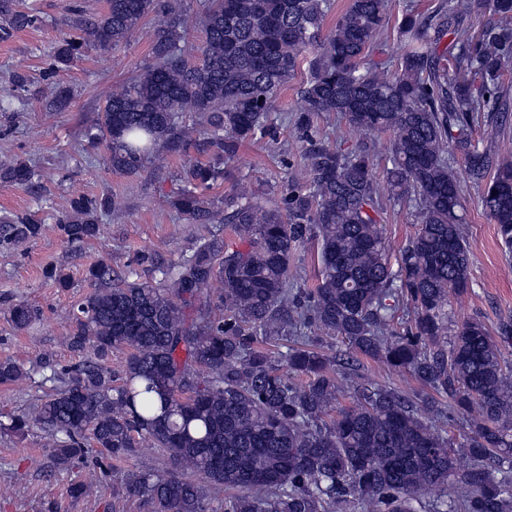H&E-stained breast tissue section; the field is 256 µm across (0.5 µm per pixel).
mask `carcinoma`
I'll return each instance as SVG.
<instances>
[{
    "label": "carcinoma",
    "instance_id": "1",
    "mask_svg": "<svg viewBox=\"0 0 512 512\" xmlns=\"http://www.w3.org/2000/svg\"><path fill=\"white\" fill-rule=\"evenodd\" d=\"M14 2L0 0V41L43 23ZM66 7L77 20L43 68L45 110L68 106L71 90L59 75L75 60L118 47L149 14L160 16L151 61L103 94L88 144L106 146L116 173H135L149 159L182 160L184 186L171 206L190 224L231 225L240 245L202 237L157 281L90 267L94 290L72 313L70 345L94 359L45 377L50 392L6 415L0 430L23 437L37 425L56 472L82 463L89 479L69 484L72 498L91 496L95 471L110 470L124 495L152 512H346L355 501L375 512H512V360L502 352L512 319L494 336L477 320L450 336L447 311L449 295L467 287L470 264L449 153L483 187L482 209L512 255V160L472 140L475 128L512 112V0L410 6L396 27L403 51L394 61L374 58L391 21L388 0H349L323 39L330 0H205L194 62L184 54L187 20L176 0H106L89 18L75 0ZM472 13L491 19L476 32ZM304 62L299 138L324 112L360 134L393 135L386 197L413 203L419 221L395 267L367 137L347 152L311 146L306 185L286 184L278 203L244 187L207 194ZM12 80L40 96L25 71ZM35 176L24 162L0 174L30 189ZM118 206L112 195L75 198L60 234L71 244L92 241ZM41 234L30 216L0 217V245ZM312 239L321 277L301 288L290 263ZM214 281L215 301L205 293ZM405 308L411 325L401 333ZM36 317L24 301L11 309L18 329ZM323 335L451 399L469 417L467 443L448 445L436 402L391 388L362 385L354 405H336L335 359L315 343ZM272 341L287 342L286 365L265 349ZM116 348L128 350L120 374L106 365ZM28 379L23 365L0 360V384ZM145 443L166 459L165 470L126 466ZM460 456L470 466L460 467Z\"/></svg>",
    "mask_w": 512,
    "mask_h": 512
}]
</instances>
